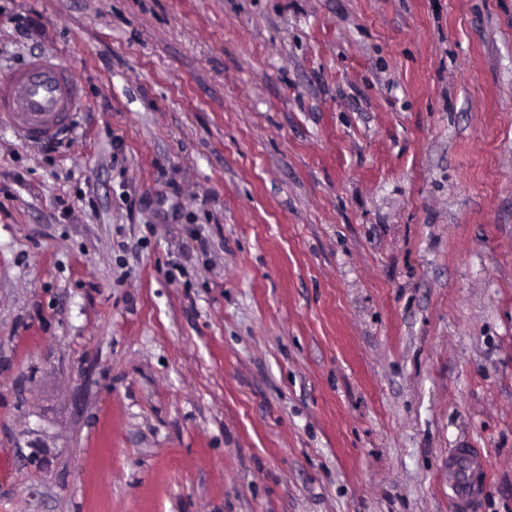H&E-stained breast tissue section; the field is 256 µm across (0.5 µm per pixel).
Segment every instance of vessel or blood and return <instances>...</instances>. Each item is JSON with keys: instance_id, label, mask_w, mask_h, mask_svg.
I'll list each match as a JSON object with an SVG mask.
<instances>
[{"instance_id": "obj_1", "label": "vessel or blood", "mask_w": 512, "mask_h": 512, "mask_svg": "<svg viewBox=\"0 0 512 512\" xmlns=\"http://www.w3.org/2000/svg\"><path fill=\"white\" fill-rule=\"evenodd\" d=\"M82 89L59 57L38 55L0 80V121L8 123L25 142L38 143L70 135ZM453 470L448 474V497L457 512H466L479 495L477 485L468 482L466 466L483 464L472 448L454 449L448 456Z\"/></svg>"}]
</instances>
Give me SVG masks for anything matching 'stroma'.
<instances>
[{"instance_id":"stroma-1","label":"stroma","mask_w":512,"mask_h":512,"mask_svg":"<svg viewBox=\"0 0 512 512\" xmlns=\"http://www.w3.org/2000/svg\"><path fill=\"white\" fill-rule=\"evenodd\" d=\"M0 512H512V0H0ZM82 89L59 57L38 55L0 81V121L27 143L70 135ZM458 460H464L473 467H483L484 463L480 453L473 448H455L448 456V499L453 501L457 510L465 511L481 490L468 482L465 466L455 472Z\"/></svg>"}]
</instances>
